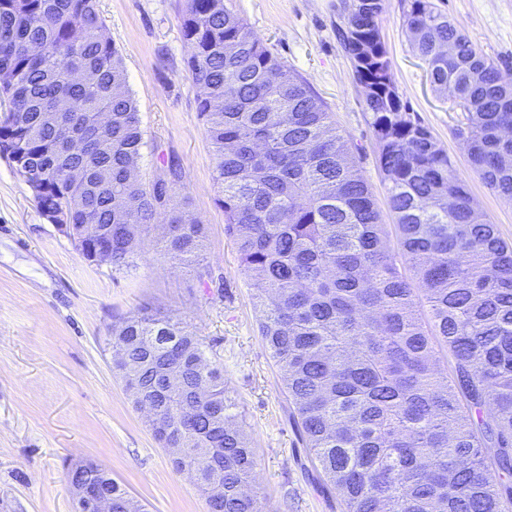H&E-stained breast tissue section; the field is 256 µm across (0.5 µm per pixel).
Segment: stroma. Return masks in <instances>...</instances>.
Returning a JSON list of instances; mask_svg holds the SVG:
<instances>
[{"mask_svg": "<svg viewBox=\"0 0 512 512\" xmlns=\"http://www.w3.org/2000/svg\"><path fill=\"white\" fill-rule=\"evenodd\" d=\"M478 51L512 77V0H433ZM263 44L326 103L338 134L356 147L382 220L394 225L362 86L337 34L341 0H226ZM411 0H386L378 20L393 79L410 114L447 151L478 210L512 245V200L490 190L455 134L463 114L434 89L403 25ZM186 0H98L138 102L144 146L138 174L180 172L176 207L202 225L187 268L150 226L129 268L84 261L48 224L27 184L0 159V512H74L68 468L94 460L147 512H208L177 472L112 371L113 322L147 309L198 336L220 364L237 422L252 439L266 512H343L325 488L292 418L281 373L259 335L256 287L244 274L216 202L214 161L198 117L181 32Z\"/></svg>", "mask_w": 512, "mask_h": 512, "instance_id": "35a3bbf8", "label": "stroma"}]
</instances>
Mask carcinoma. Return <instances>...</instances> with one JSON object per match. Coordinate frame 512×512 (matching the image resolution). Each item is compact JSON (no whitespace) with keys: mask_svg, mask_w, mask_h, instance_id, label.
I'll return each mask as SVG.
<instances>
[{"mask_svg":"<svg viewBox=\"0 0 512 512\" xmlns=\"http://www.w3.org/2000/svg\"><path fill=\"white\" fill-rule=\"evenodd\" d=\"M385 0H346L341 46L363 86L396 245L386 240L354 150L306 81L289 75L224 0H186L181 18L197 111L214 159L225 231L257 287L259 333L282 372L306 448L343 512H512V247L471 204L447 152L411 118L378 19ZM404 27L438 90L464 109L457 135L476 172L512 199V79L431 0ZM98 0H0V142L32 172L38 209L75 204L130 266L167 212L165 251L192 263L202 225L173 205L175 165L131 177L143 129L124 59ZM80 68L92 81L75 84ZM112 124L92 126L96 112ZM85 135L82 152L62 142ZM84 174L70 181L71 171ZM451 359L452 373L440 359ZM112 366L189 473L209 512H264L257 462L224 376L170 317L112 324ZM90 478L113 512H144L112 474Z\"/></svg>","mask_w":512,"mask_h":512,"instance_id":"cac0c4a2","label":"carcinoma"}]
</instances>
